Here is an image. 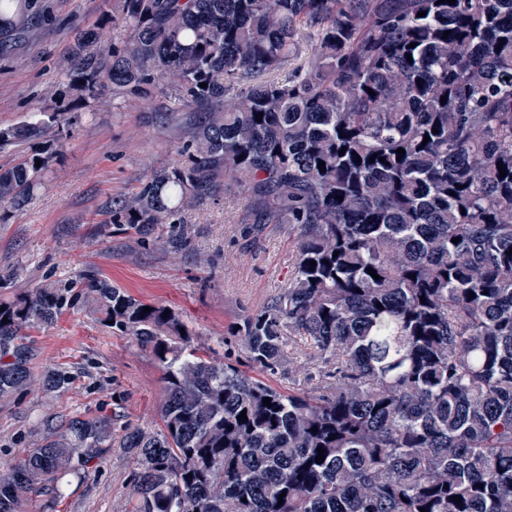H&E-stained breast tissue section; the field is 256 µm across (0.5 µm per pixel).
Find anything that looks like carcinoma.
<instances>
[{"mask_svg": "<svg viewBox=\"0 0 512 512\" xmlns=\"http://www.w3.org/2000/svg\"><path fill=\"white\" fill-rule=\"evenodd\" d=\"M118 2L98 25L109 39L73 29L61 105L0 126V148L43 143L103 87L148 101L171 84L189 140L111 202V223L144 242L163 228L178 252L186 211L224 180L256 223L297 225L293 277L237 337L260 371L306 343L320 386L284 392L216 360L174 310L92 272L112 333L159 365L163 426L117 441L95 417L48 422L0 475V512H54L65 478L115 446L135 462L133 512H512V0ZM49 15L48 0H0V32ZM303 30L307 66L273 77ZM47 164L36 150L0 172L1 212L30 201ZM79 296L0 299V397L30 378L26 330ZM72 383L43 377L49 391Z\"/></svg>", "mask_w": 512, "mask_h": 512, "instance_id": "1", "label": "carcinoma"}]
</instances>
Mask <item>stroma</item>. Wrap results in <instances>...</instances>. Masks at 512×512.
<instances>
[{"label": "stroma", "instance_id": "1", "mask_svg": "<svg viewBox=\"0 0 512 512\" xmlns=\"http://www.w3.org/2000/svg\"><path fill=\"white\" fill-rule=\"evenodd\" d=\"M52 21L0 48V126L32 107L56 106L65 84L58 63L70 50L71 26L96 27L114 0H52ZM190 136L189 116L174 104L170 84L156 83L152 100L108 93L87 100L62 135H49L51 156L42 185L23 209L0 221V297L19 288L80 283L96 270L146 302L178 311L195 343L216 359H244L233 332L291 279L300 232L292 224H258L241 188L229 182L187 212L191 245L173 252L115 231L109 201L132 199L143 177L172 164ZM96 303L81 299L58 321L31 333L37 351L32 382L0 398V474L46 434V419L107 418L113 432L162 426L164 389L154 357L113 335ZM73 373L71 389L44 391L50 369ZM134 467L111 450L84 476H69L59 512H130L127 477Z\"/></svg>", "mask_w": 512, "mask_h": 512}]
</instances>
